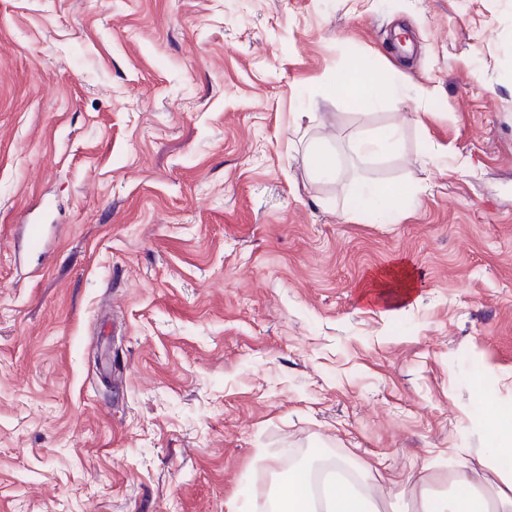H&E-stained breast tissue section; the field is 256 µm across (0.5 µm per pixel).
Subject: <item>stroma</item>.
Wrapping results in <instances>:
<instances>
[{
  "instance_id": "obj_1",
  "label": "stroma",
  "mask_w": 512,
  "mask_h": 512,
  "mask_svg": "<svg viewBox=\"0 0 512 512\" xmlns=\"http://www.w3.org/2000/svg\"><path fill=\"white\" fill-rule=\"evenodd\" d=\"M509 408L512 0H0V512H263L298 452L413 512ZM355 90V96H359L365 99L368 103H373L377 100L389 101L394 105H400L403 102L400 91L391 84L387 86L380 85H364V86H353ZM396 190L385 184H357L352 196L360 205H365L380 213L385 212L387 203L396 196ZM403 286L394 292L391 281L400 280ZM360 299L371 298L370 303L375 304L383 315L392 316L404 311L405 306L411 305L413 298V278L405 268H389L379 271L363 282L360 286Z\"/></svg>"
}]
</instances>
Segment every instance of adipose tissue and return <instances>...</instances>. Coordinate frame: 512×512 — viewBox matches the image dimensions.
<instances>
[{"mask_svg": "<svg viewBox=\"0 0 512 512\" xmlns=\"http://www.w3.org/2000/svg\"><path fill=\"white\" fill-rule=\"evenodd\" d=\"M413 292L412 275L403 268L380 271L360 286L361 298L371 300L387 316L404 311ZM488 428L492 433L491 448L454 476L452 493L439 495L421 487L415 512H512V414L495 416ZM480 468L495 472L498 483L491 487L477 484L474 474ZM374 491L370 470L360 467L348 483L328 475L318 499L314 500L310 497L306 474L300 470L278 490L274 509L275 512H382Z\"/></svg>", "mask_w": 512, "mask_h": 512, "instance_id": "1", "label": "adipose tissue"}]
</instances>
